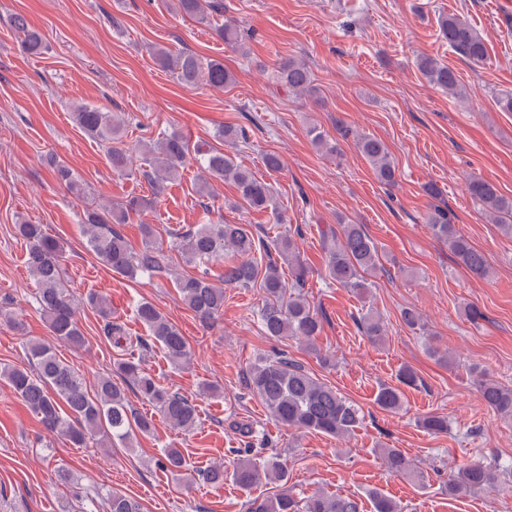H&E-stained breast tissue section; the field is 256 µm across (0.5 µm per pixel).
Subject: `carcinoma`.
Here are the masks:
<instances>
[{"label": "carcinoma", "instance_id": "obj_1", "mask_svg": "<svg viewBox=\"0 0 512 512\" xmlns=\"http://www.w3.org/2000/svg\"><path fill=\"white\" fill-rule=\"evenodd\" d=\"M176 10L190 18L211 22L224 15V0H175ZM9 25L23 34L22 45L30 54L43 49L42 36L31 29L21 15H13ZM216 37L227 48L248 54L246 43L232 25H213ZM440 32L448 46L463 60L480 66L487 60V47L481 36L466 22L454 15L440 21ZM159 62L184 86L205 84L222 88L232 83L233 75L224 63L215 59L201 60L190 52L173 54L165 48L155 49ZM416 67L430 84L448 92L454 98L462 96L459 76L454 68L439 60L421 56ZM276 80L299 97L319 100L311 71L302 61L285 57L274 66ZM73 119L90 137L105 144L112 172L117 175L132 173L136 154L144 155L139 173L148 180L153 194L159 195L164 183L179 176V169L189 155L187 139L177 130L160 132L156 140L129 146L123 140L124 124L101 107L81 104L74 108ZM311 141L315 148L328 153L340 152V143L353 142L355 149L374 171L378 181L388 187L396 183V166L387 144L375 135L354 131L343 119H336V139H328L312 129ZM217 137L227 146L246 139V132L238 127L225 126ZM201 189L212 191V182L231 181L239 200L233 207L246 206L268 210L277 224L287 223L279 211L273 187L236 162V156L213 148L196 149ZM54 176L71 190L81 192V183L72 170L59 163H51ZM470 197L481 207L485 218L498 224L501 231L512 236V198L500 194L497 188L482 178L467 182ZM153 201L132 196L115 205L83 210L81 224L87 239V248L113 272L127 278L157 275L165 271L163 246L150 224H142V247L135 251L123 234L116 229L125 224L131 214H142ZM433 237L448 245V250L475 278L490 275L486 255L460 235L453 224L448 207L435 205L425 216ZM18 234L29 245L30 275L37 285L36 303L46 319L50 331L61 342L81 346L85 343L77 309L64 287L62 249L50 237L43 225L22 223ZM279 235L269 241L257 236L245 224H198L178 234L179 251L183 262L198 269L175 279L181 301L204 321L215 319L224 310V287L249 288L259 285L264 304L258 313L261 329L270 338L288 336L315 349V340L322 330V313L311 308L302 296L309 269L296 251L294 235ZM325 272L336 285L362 298L372 283L368 276L380 269L379 250L373 238L361 224H341L339 229L321 232ZM224 262V286L214 284L206 265L212 261ZM288 264L289 275L282 272L281 263ZM87 303L102 318L103 336L119 351L121 358L114 362L115 372L144 402L154 405L173 427L190 431L196 426L197 412L192 401L180 392L162 385L142 368V352L148 343L140 337L127 335L122 324L112 320V314L102 299L91 294ZM137 319L146 327L149 336L161 346L167 359L174 365L190 361L191 351L186 338L150 302L136 307ZM363 335L376 343L384 339L385 328L380 318L365 315L359 320ZM29 367H3L0 377L5 379L16 395L40 419L46 430L61 433L77 445H86L87 436L97 438L98 445L110 448L116 442L129 445L136 433L148 434L153 423L130 404L125 386L103 376L94 390L87 389L85 381L72 367L55 353L53 346L31 340L26 344ZM482 403L505 421H512V388L490 378L485 370L470 367ZM398 384H383L377 391L375 403L385 412L397 413L404 404L402 387H416L420 377L410 367L401 368ZM249 392L257 397L271 417L281 424L305 431H316L341 438L354 434L362 424L364 413L350 399L330 385L320 381L299 361L285 355L260 357L250 367L247 381ZM421 425L433 433L448 431V419L435 414L424 417ZM234 428L242 437L244 447L234 449L240 456L233 476L244 490H251L264 479L288 482L287 466L266 453L267 442L259 437L251 420H238ZM386 468L412 481L424 479L414 469L408 457L398 448L381 449ZM159 468L180 476L187 471L184 455L177 448H166L156 461ZM501 475L496 465L484 461H470L457 470L448 481V495H468L482 489H496ZM373 512H400V506L386 495L370 492ZM108 512H143L141 503L118 492L107 499ZM247 512H362L361 503L354 497L316 492L298 501L286 492L273 497L255 496L248 502Z\"/></svg>", "mask_w": 512, "mask_h": 512}]
</instances>
